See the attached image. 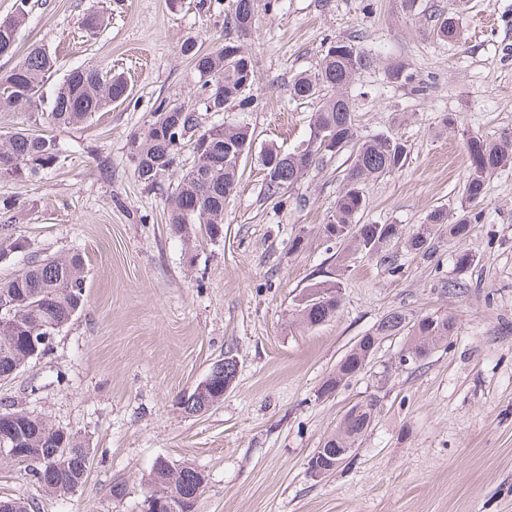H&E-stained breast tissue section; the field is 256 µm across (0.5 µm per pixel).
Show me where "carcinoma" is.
<instances>
[{
	"instance_id": "obj_1",
	"label": "carcinoma",
	"mask_w": 512,
	"mask_h": 512,
	"mask_svg": "<svg viewBox=\"0 0 512 512\" xmlns=\"http://www.w3.org/2000/svg\"><path fill=\"white\" fill-rule=\"evenodd\" d=\"M26 0H21L15 15L0 20V56L16 52L18 33L26 21ZM255 0H233L232 21L241 35L251 31ZM431 38L451 43L460 37L455 14L439 15L429 30ZM184 52L190 56L193 69L205 84L211 86L203 109L218 114L230 106H249L254 99L247 96L257 82L252 55L237 40L226 41L213 49L200 50L187 41ZM369 53L354 41L338 40L325 51L321 66L313 76L300 75L290 86L294 99H317L319 106L312 114L309 138L304 146L288 154L268 148L262 156L266 199L283 203L287 190L294 187L310 170L327 156H333L352 144L358 145L353 162L343 177L333 210L322 225L324 238L344 247L343 257L356 250L378 253L391 242L405 239L407 247L417 253H432L436 232L448 231L459 242L472 236L479 223L486 195L487 177L512 162V138L492 143L479 136L465 140L468 160L462 191V215L448 221V210L438 207L426 217V223L405 231L401 224H361L357 216L366 208L362 183L374 177L401 170L407 161L402 139L391 136L360 140L353 118V107L344 94L356 76L370 66ZM56 60L41 47L32 48L5 76H0V108L26 106L31 110L32 127L20 128L0 138V175L28 178L56 167L62 157L58 141L35 129L46 120L58 128L88 121L113 103L128 97V85L120 75L96 66L72 70L44 98L45 78L52 73ZM393 82L413 84L418 93L426 91L415 76L400 66L388 69ZM172 109L181 117L180 129L168 132ZM254 139L245 125L226 126L217 120L203 125L199 112L180 104L162 105L153 120L134 135L132 158L134 175L148 187L160 183L173 166L175 155L188 147L193 164L186 170L168 197V223L180 234L188 233L191 224H203L210 236L224 226V203L239 181V156L249 153ZM27 241L8 233H0V259L24 252ZM84 263L80 255L64 257L32 256L13 278L0 282V301L13 303L12 312L0 313V380L12 377L30 359L49 347L45 342L30 345L28 337L53 336L66 326L84 303ZM328 293L318 303L301 304L299 322L307 327L322 324L336 315L342 306L339 285L317 282L307 293ZM455 326L430 315L410 318L401 311L383 316L372 331L360 337L340 361L336 374L321 386L323 393H333L336 386L350 380L363 369L368 352L380 347L389 336L404 334L407 346L431 355L448 342ZM223 379L212 381L200 392L181 397L180 405L189 415H200L222 399ZM379 398L370 395L356 402L342 416L336 432L324 441L322 459L340 465L353 455L355 443L370 428L377 412ZM12 428L31 439L37 461L20 466L23 476L39 488L59 497L73 495L83 485L90 470L93 449L75 435L54 426L47 418L8 405L0 407V430ZM207 484L206 475L191 464L152 467L148 490H172L186 501L196 503Z\"/></svg>"
}]
</instances>
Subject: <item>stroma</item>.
Wrapping results in <instances>:
<instances>
[{
	"instance_id": "stroma-1",
	"label": "stroma",
	"mask_w": 512,
	"mask_h": 512,
	"mask_svg": "<svg viewBox=\"0 0 512 512\" xmlns=\"http://www.w3.org/2000/svg\"><path fill=\"white\" fill-rule=\"evenodd\" d=\"M22 1L27 20L0 75L42 46L57 61L46 89L92 64L122 74L132 94L81 125H44L62 147L57 167L0 175V224L29 243L0 261V280L32 253L77 252L85 266L82 309L47 353L0 381V404L46 417L96 453L86 482L64 500L2 462L0 497H30L34 512H141L145 480L163 457L206 474L196 512H512V167L487 178L483 217L463 245L477 260L461 273L463 246L444 234L429 258L392 244V267L360 253L341 258L320 226L348 153L325 159L280 207L264 197L261 159L266 148L286 154L308 139L317 105L293 100L289 86L317 73L330 42L352 40L373 58L346 91L359 138L391 134L408 150L402 170L366 182L362 223L410 228L440 205L457 213L465 136L512 132V0H464L458 43L428 35L453 0H417L410 13L402 0H279L274 9L255 0L245 37L231 0H0V18ZM89 13L102 16L100 28L82 29ZM189 38L206 50L242 40L258 76L254 104L222 115L254 137L224 205V232L212 238L195 225L190 246L169 224L166 201L168 183L192 162L189 149L152 188L136 179L131 154L160 102L202 106L204 81L182 51ZM398 63L428 85L426 95L387 77ZM299 235L304 247L292 250ZM458 276L467 290L448 295L445 282ZM325 280L341 285L339 312L300 325L299 299ZM393 310L453 316L454 335L381 387L376 372L405 344L388 337L369 369L320 396L344 354ZM227 353L238 365L233 388L207 412L184 413L181 396ZM374 393L378 416L353 457L311 479L308 458L353 402Z\"/></svg>"
}]
</instances>
